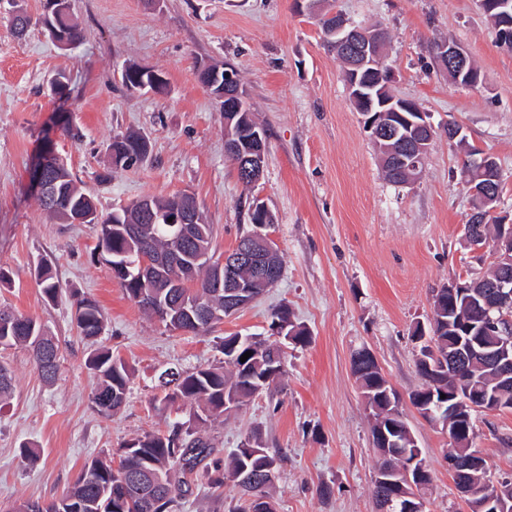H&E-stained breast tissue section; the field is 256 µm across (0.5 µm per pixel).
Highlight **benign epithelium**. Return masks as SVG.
I'll use <instances>...</instances> for the list:
<instances>
[{"label":"benign epithelium","instance_id":"1","mask_svg":"<svg viewBox=\"0 0 512 512\" xmlns=\"http://www.w3.org/2000/svg\"><path fill=\"white\" fill-rule=\"evenodd\" d=\"M484 13L498 22V38L503 47L512 50V0H479ZM317 19H337L335 25L326 30V39L333 50L344 59V74L348 96L351 102L363 103L360 109L363 124L370 133L376 147L392 141L398 136L393 122L388 120L390 112H413L420 116L414 123V132L401 141L398 151L380 156L381 163L389 164L400 173L399 185H410L422 175L435 130L428 120V113L415 100L403 98L394 93V74L385 63L387 49L386 32L379 28L356 26L335 11L316 14ZM440 66L453 74L468 75L466 85L478 84L476 74L468 55L453 43H441L434 49ZM236 67L224 63V83L214 80V71L202 68L199 77L212 96L224 102V150L239 174L242 182H258L266 162L267 141L264 128L257 123L245 124L235 121L237 115L246 109L242 86L234 76ZM448 141L457 144L463 153V163L471 174L467 183L474 208V219L466 230V237L473 246L485 240L482 233L484 215L490 212L489 205L499 197L502 185V171L490 156L475 158L477 151L467 143L462 129L448 125ZM37 174L33 180L34 191L39 195L57 192L56 183L45 175L44 159L34 165ZM249 218L252 230L243 235L246 250L234 254L227 252L212 266L213 278L217 285L224 286V311L233 314L250 305L269 288L274 287L281 277V268L275 263L278 246L266 229L272 224V216L265 204L255 198L249 204ZM172 223L178 225L175 236L184 238L194 231L191 206L184 202L170 215ZM494 256L493 267L499 269L495 279L479 277L473 283L453 282L448 291L467 294L474 307L481 312V326L486 334L499 337L496 350L490 354L494 383L499 387L512 385V225L501 226L500 235L489 243ZM252 269L251 282L245 283L239 277L241 264ZM482 346L469 336H460L448 350V370L462 374L468 368V358L481 353ZM439 355L434 343L421 347L418 360L428 368L439 367ZM457 408L471 414L475 412L495 413L500 411L498 395H487L479 400L460 392L455 395ZM414 408L433 425L448 431V414H435L421 404ZM482 453L474 448L465 457L454 453L448 455V467L453 472L471 470ZM491 512H512V482L502 481L495 485V491L486 502Z\"/></svg>","mask_w":512,"mask_h":512}]
</instances>
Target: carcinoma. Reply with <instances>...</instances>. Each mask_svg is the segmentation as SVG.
<instances>
[{
	"instance_id": "1",
	"label": "carcinoma",
	"mask_w": 512,
	"mask_h": 512,
	"mask_svg": "<svg viewBox=\"0 0 512 512\" xmlns=\"http://www.w3.org/2000/svg\"><path fill=\"white\" fill-rule=\"evenodd\" d=\"M45 22L50 36L64 31L73 42L81 40V30L76 20L68 16L49 17ZM150 141L138 132H129L115 137L106 147L107 155L140 152L138 160L148 157ZM46 171L50 180L57 182V196H36L40 208L47 216L60 224H70L80 212L96 214L99 227L96 248L110 252L113 258L111 271L114 278L125 291L127 297L149 316L157 319L166 328L185 334L198 335L208 331L222 321L224 312V289L211 287V266L208 260L214 257L212 242L214 225L205 221L196 198L191 204L196 209V224L203 230L195 239H185L179 243L172 239L169 225L164 217L174 203V197L144 196L142 200L150 202L155 214L161 219L154 224H145L141 220L140 201L136 200L120 209V214L101 216L97 214L92 197L74 179L63 158L50 153L46 157ZM136 227L134 234L128 228ZM180 250L195 264L196 286L180 288L184 271L171 266L166 271L167 281L175 288L163 293V303L156 305L150 295L156 292L153 282L141 280L125 272V265L135 262L139 256L155 255L159 252ZM40 285L46 298L53 300L61 293V285L50 273L49 266H40ZM196 303L205 311L214 310L219 317L209 322L203 320L193 325L188 322L185 303ZM432 319L424 326H416L413 336L429 340L438 346L448 347L452 341V332L448 327L462 328L468 322H475L478 316L465 299L450 293L434 297ZM74 323L79 335L84 339L95 338L105 329V318L97 303L89 298H78L74 302ZM288 315L291 327L297 329L294 344L308 342L309 332L295 322L294 314L287 307H279L271 313V321L279 318V313ZM4 346L25 345L30 348L36 368L42 378L55 380L60 360L59 346L46 327L36 319L22 314L0 309V340ZM288 345L286 340L280 344H269L263 340L251 341L249 335L234 333L221 338L220 348L224 355V365L219 367L198 368L192 372H179L167 369L158 376L159 385L172 388L165 393L161 402L165 405L181 402L190 406L192 413L185 422H175L165 433H145L124 443L119 454L118 465L112 460L95 457L83 465L80 473L59 498L43 503L25 501L17 506L15 512H177L180 501L192 493V488L218 490L224 481L230 479L246 496V505L236 512H261L255 497L268 495V491L259 492L257 486L248 482L251 477L262 475L266 468L277 466L280 456L269 450L257 435L247 437L244 444L257 448L255 456L236 450L227 461L212 457L213 439L205 433L204 426L217 420L232 410H239L253 396L270 389L284 373V361L272 362V356L279 353L280 346ZM251 352L244 362L242 355ZM52 354L54 363L42 365L40 355ZM351 367L362 397L375 420L386 413L389 400L385 391L390 388L387 380L370 358H363L357 352L352 354ZM88 368L99 378L97 390L106 394L107 401L95 406L103 415H111L124 405L132 378L131 370L121 359L112 354L109 348L97 349L88 359ZM492 370L483 363L472 365L470 375L458 378L448 375L442 369L438 372L437 386L431 407L437 404L448 405L446 395L458 390L470 389L472 394L493 391L489 384ZM399 447L377 448L380 464L377 472L388 469L389 461L406 465L414 457V440L406 430L399 433ZM153 469L163 476L161 488H154L148 481V470ZM378 512H402V501L386 506L390 497L389 490H373Z\"/></svg>"
}]
</instances>
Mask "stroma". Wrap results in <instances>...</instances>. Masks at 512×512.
I'll use <instances>...</instances> for the list:
<instances>
[{
  "instance_id": "1",
  "label": "stroma",
  "mask_w": 512,
  "mask_h": 512,
  "mask_svg": "<svg viewBox=\"0 0 512 512\" xmlns=\"http://www.w3.org/2000/svg\"><path fill=\"white\" fill-rule=\"evenodd\" d=\"M334 5L350 22L388 31L395 91L419 102L436 129L414 184L399 187L384 177L341 62L295 0H71L82 40L69 51L36 22L16 36L11 13L0 11V268L8 278L0 307L36 318L62 353L49 385L28 349H0L14 386L0 402V512L26 500L52 501L87 460L118 457L136 435L188 420L189 408L161 407L158 374L217 364L220 337L266 333L271 310L282 304L311 340L289 346L284 374L269 391L213 426L218 457L259 435L283 455L269 488L276 512H377L379 457L350 366L352 352L364 347L400 395L431 473L426 512H469L448 471L446 433L409 401L423 385L411 332L429 320L440 288L490 268L486 252L466 242L472 204L449 125L498 162L504 184L496 216L512 224V52L500 47L478 0ZM444 41L478 67L476 86H461L438 68L433 47ZM226 61L237 67L268 136L264 172L251 187L226 158L222 106L198 78L203 67ZM132 63L162 73L165 92L128 91L122 71ZM59 71L69 78L62 100L48 86ZM129 130L149 138V156L101 180L108 141ZM47 147L67 161L103 215L146 195L194 193L220 255L248 231V204L260 198L274 218L279 282L210 333L166 330L95 260L96 225L58 224L40 209L29 170ZM44 262L62 287L54 301L39 285ZM83 296L107 320L94 343L72 321L74 300ZM99 344L133 374L124 407L109 417L91 404L96 379L85 365ZM474 444L493 480H512V410L477 415ZM324 485L331 497L320 496ZM241 503L228 482L215 492L194 491L181 512H232Z\"/></svg>"
}]
</instances>
